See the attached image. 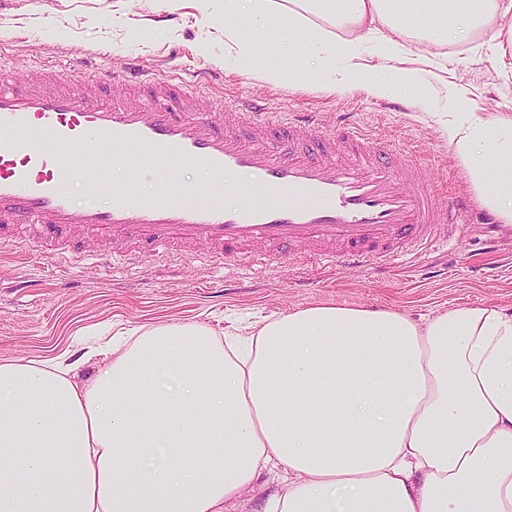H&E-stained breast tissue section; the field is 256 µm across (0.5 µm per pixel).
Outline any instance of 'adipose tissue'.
Segmentation results:
<instances>
[{"label":"adipose tissue","mask_w":512,"mask_h":512,"mask_svg":"<svg viewBox=\"0 0 512 512\" xmlns=\"http://www.w3.org/2000/svg\"><path fill=\"white\" fill-rule=\"evenodd\" d=\"M225 65L276 86L416 88L411 41L512 39V0H222ZM378 59L363 65L364 54ZM480 207L512 225V117L466 102L445 124ZM90 380L59 357L0 359V512H230L269 467L262 512H512V310L419 323L319 304L249 340L158 326L99 347Z\"/></svg>","instance_id":"obj_1"}]
</instances>
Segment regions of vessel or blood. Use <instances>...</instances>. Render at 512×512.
Returning <instances> with one entry per match:
<instances>
[{
	"label": "vessel or blood",
	"mask_w": 512,
	"mask_h": 512,
	"mask_svg": "<svg viewBox=\"0 0 512 512\" xmlns=\"http://www.w3.org/2000/svg\"><path fill=\"white\" fill-rule=\"evenodd\" d=\"M133 150L146 164L191 163L241 179L244 192L278 194L261 208L225 206L216 190L193 197L173 182L145 195L134 185L146 165L131 166L129 186L105 208L75 206L62 192L65 171L106 189L104 172L130 165ZM437 187L427 168L394 160L358 128L326 129L316 112L276 119L255 104L244 113L206 87L146 70L113 75L106 97L64 72L23 86L0 70V231L38 225L120 256L141 242L188 259L203 246L218 262L244 253L267 264L288 246L313 263L370 269L438 243L455 213Z\"/></svg>",
	"instance_id": "obj_1"
}]
</instances>
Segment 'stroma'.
I'll return each instance as SVG.
<instances>
[{
  "label": "stroma",
  "instance_id": "stroma-1",
  "mask_svg": "<svg viewBox=\"0 0 512 512\" xmlns=\"http://www.w3.org/2000/svg\"><path fill=\"white\" fill-rule=\"evenodd\" d=\"M116 12L122 22L113 21ZM486 54L478 36L450 45L441 65L431 66L420 50L409 64L464 95L482 117H512V79L504 80ZM133 60L160 74L179 73L189 84L206 74L210 88L243 109L257 101L272 112H320L348 122L424 164L449 196H463V224L453 229L450 247L376 270L297 264L288 251L268 269L240 258L222 265L157 258L147 249L135 264L103 255L74 265L48 249L9 241L0 246V358L51 352L77 358L93 337L160 325L246 336L265 319L316 303L416 320L462 307L512 308V234L479 207L448 149L442 127L449 103L435 106L419 93L382 100L359 86L274 87L225 66L224 14L217 5L203 12L195 0H182L173 11L164 0H0V66L17 80L84 61L85 77L104 85Z\"/></svg>",
  "mask_w": 512,
  "mask_h": 512
}]
</instances>
